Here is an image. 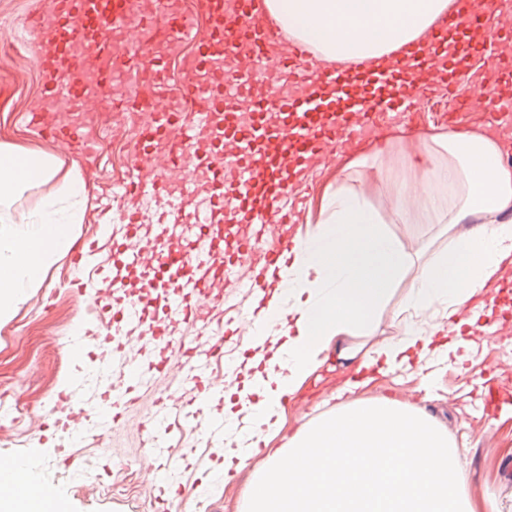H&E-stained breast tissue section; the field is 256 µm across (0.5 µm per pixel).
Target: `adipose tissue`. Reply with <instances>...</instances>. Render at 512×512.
<instances>
[{"label":"adipose tissue","mask_w":512,"mask_h":512,"mask_svg":"<svg viewBox=\"0 0 512 512\" xmlns=\"http://www.w3.org/2000/svg\"><path fill=\"white\" fill-rule=\"evenodd\" d=\"M454 0H262L287 37L308 43L329 61L373 65L402 60ZM502 137L484 128L439 132L402 146L410 177L388 197L390 217L419 224L473 222L448 253L412 266L405 244L381 226L364 194L345 186L323 200L319 225L300 239L293 260L278 272L281 299L271 300L250 347L261 364L238 389L233 424L220 441L225 462H245L260 442L270 448L248 486L243 512H481L467 494L458 450L423 409L388 397L359 400L364 382L346 379L345 402L320 419L280 437L282 408L329 356L368 370H426L459 360L474 340L461 324H425L436 305H468L470 324L483 320L477 298L512 273V171L504 168ZM14 149L0 147V204L30 182L48 184L52 160L26 153L31 178L18 179ZM80 173L50 189L31 212L0 215V319L40 288L56 256L77 239ZM410 285L399 336L374 344L342 345L370 335L396 286ZM280 445H273V438Z\"/></svg>","instance_id":"adipose-tissue-1"}]
</instances>
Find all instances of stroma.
I'll list each match as a JSON object with an SVG mask.
<instances>
[{
    "mask_svg": "<svg viewBox=\"0 0 512 512\" xmlns=\"http://www.w3.org/2000/svg\"><path fill=\"white\" fill-rule=\"evenodd\" d=\"M48 0H0V146L53 156L54 176L49 185L31 186L14 197L11 216L32 211L49 188L58 187L73 171H80L85 181L83 219L78 226V243H98L110 214L101 212L98 196L112 193L118 175L127 173V155L133 152V132L120 131L114 118L103 112L90 113L88 125L98 141L95 152L74 149L71 159L56 155L53 141L34 129L28 118L43 93L44 73L36 56L28 49L31 39L29 19ZM457 127L485 125L481 104L455 112L447 97L438 95L408 112L380 116L381 132L366 138L365 146L384 144L387 140H412L419 134L446 130L448 121ZM404 160H396L393 168L377 172L367 165L321 166L305 172L308 197L304 222L299 236L316 229L321 199L335 191L337 185L365 188L372 202L383 199L395 177L407 174ZM391 232L403 241L415 264L433 259L448 249L453 238L466 232L463 224H394ZM71 252L60 254L48 268L41 288L15 309L12 317L0 321V390H10L7 402L0 403V456H16L30 462L37 478L52 485L68 512H156L154 477L158 462L141 443L140 424L150 415L164 392L176 387L183 401H190V388L179 387L178 372L159 382L154 393L142 397L131 408L124 422L112 429L105 441L84 444L68 443L66 435L44 431V417L65 412L58 394L66 390L83 405H91L98 395L99 353L90 350L82 360H74L68 350L72 328L87 320V300L74 292L70 264ZM512 356V339L487 341L469 354L463 365L438 367L431 380H424L418 370L381 372L370 385L359 391L364 400L382 396L411 397L439 426L459 450V460L467 474L469 495L476 504L494 500L500 512H512V477L504 472L506 460H512V408L502 411L486 435H478L477 397L473 380L493 364L494 358ZM315 394L309 403L286 405L285 430L318 418L325 411L324 399L340 385L339 373L321 366L311 376ZM170 448L183 455L180 470L171 472V480L184 487H195L188 502L189 512H241L245 491L261 459L237 473L223 489L206 495L201 488L210 483L217 466L222 464L218 449L195 434L185 420L171 423ZM85 462L83 473L69 470L63 463L66 453ZM133 474L131 496L120 500H102L78 490L82 476L112 484L126 474Z\"/></svg>",
    "mask_w": 512,
    "mask_h": 512,
    "instance_id": "35a3bbf8",
    "label": "stroma"
}]
</instances>
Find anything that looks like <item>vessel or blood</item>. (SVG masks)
<instances>
[{"instance_id": "vessel-or-blood-1", "label": "vessel or blood", "mask_w": 512, "mask_h": 512, "mask_svg": "<svg viewBox=\"0 0 512 512\" xmlns=\"http://www.w3.org/2000/svg\"><path fill=\"white\" fill-rule=\"evenodd\" d=\"M52 4L51 11L35 13L30 25L57 42L43 99L70 119L45 125L44 112L35 107L32 123L46 127L60 145L77 142L92 150L94 138L83 116L99 106L102 91L114 89L144 119L137 128L130 203L112 227V287L90 300L95 333L70 342L76 357L92 347L109 353L113 376L98 407L79 408L77 417L55 419L50 427L103 438L132 393L149 391L157 374L170 371L177 350H193L200 335H209L203 356L181 366L183 380L196 393L195 410L171 403L154 416L144 439L167 473L181 465L165 448L170 415L182 416L211 440L224 431L223 413L207 407L222 391L208 370L223 357L224 338L208 334L205 306L222 297L242 264L254 269L250 287L257 290L264 288L268 270L292 252L291 238L269 247L260 232L298 223L297 214L279 201L298 195L301 164L342 160L359 137L376 134L380 115L417 107L438 91L455 95L466 81L473 85L472 97L457 101L458 109L476 100L489 124L512 117V17L500 13L498 0H483L482 9L448 12L405 65L351 62L336 68L306 44L282 43L255 12V0H198L212 21L203 34L178 0ZM160 15L166 19L161 32L155 25ZM159 32L170 49L190 37L199 41L198 53L185 63L183 85L185 95L206 104L193 116L163 93L164 61L150 53ZM83 54L97 62L92 76L71 77L65 57ZM482 54L489 57L488 82L474 79L471 71V58ZM146 190L163 209L148 236L147 216L135 203ZM200 196L211 201L208 213L194 206ZM221 219L257 230L226 241L217 230ZM477 388L483 410L512 401L496 373ZM34 495V484L21 482L12 464L0 465V497L24 502Z\"/></svg>"}]
</instances>
